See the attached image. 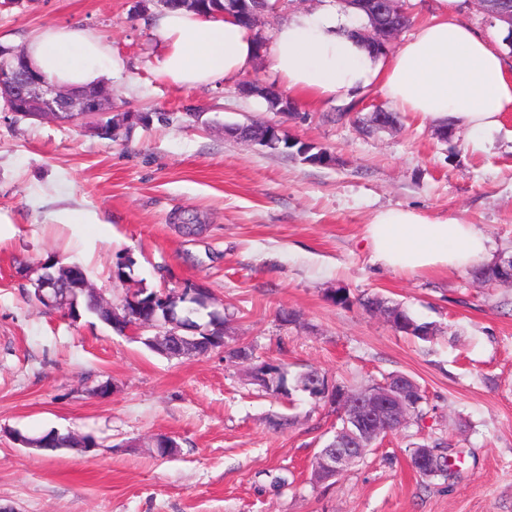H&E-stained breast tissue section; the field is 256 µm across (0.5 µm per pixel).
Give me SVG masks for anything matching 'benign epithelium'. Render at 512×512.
Masks as SVG:
<instances>
[{"label":"benign epithelium","instance_id":"1","mask_svg":"<svg viewBox=\"0 0 512 512\" xmlns=\"http://www.w3.org/2000/svg\"><path fill=\"white\" fill-rule=\"evenodd\" d=\"M350 6L367 14L372 27L359 31L367 48L388 51L392 41L403 29L398 18L405 15L400 0H344ZM484 13L512 27V0H477ZM25 59L23 50H0V97L9 109L21 116L28 114L39 119H56L67 114L70 119L80 117L88 124L87 130L97 135H110L118 128L112 124V92L92 88L82 92L66 90L53 85L46 77L29 66L16 68L15 60ZM224 133L239 136L263 147H276L282 139V128L266 122L259 132L254 126L231 127ZM325 395L337 408L343 419L335 430L331 443L316 455L313 476L317 481L331 480L357 465L379 440L400 431L410 422V409L419 403L418 383L402 374L357 391L327 390ZM432 459L428 445L414 448L412 465L426 470Z\"/></svg>","mask_w":512,"mask_h":512}]
</instances>
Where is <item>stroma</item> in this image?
<instances>
[{
	"instance_id": "stroma-1",
	"label": "stroma",
	"mask_w": 512,
	"mask_h": 512,
	"mask_svg": "<svg viewBox=\"0 0 512 512\" xmlns=\"http://www.w3.org/2000/svg\"><path fill=\"white\" fill-rule=\"evenodd\" d=\"M158 14L135 0L0 6L7 50L50 23L92 29L126 63L106 81L114 111L151 117L110 140L77 121L17 117L0 100V512H512V283L470 268L395 273L373 263L364 239L377 211L411 208L463 219L491 238V262L512 258V112L484 142L456 125L439 138L440 121L417 112L368 127L369 113L390 106L375 87L298 101L288 117L239 91L280 88L265 49L241 78L188 91L157 72ZM256 121L334 163L224 133ZM191 214L200 236L177 229ZM123 252L136 260L130 282L203 283L233 338L289 376L314 369L356 389L404 374L426 395L423 416L315 482L333 404L277 396L220 350L169 360L93 316L46 310L19 273L53 254L82 264L116 302ZM372 295L434 336L412 338L364 311L359 300ZM105 382L110 394L96 396ZM281 414L294 425L270 428ZM51 429L98 446L44 453L12 439ZM161 435L177 442L174 456L157 455ZM438 438L452 440L455 471L420 477L412 448Z\"/></svg>"
}]
</instances>
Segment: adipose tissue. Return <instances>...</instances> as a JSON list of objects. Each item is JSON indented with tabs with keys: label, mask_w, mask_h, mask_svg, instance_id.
Instances as JSON below:
<instances>
[{
	"label": "adipose tissue",
	"mask_w": 512,
	"mask_h": 512,
	"mask_svg": "<svg viewBox=\"0 0 512 512\" xmlns=\"http://www.w3.org/2000/svg\"><path fill=\"white\" fill-rule=\"evenodd\" d=\"M466 8V0H435L431 21L386 60L352 36L346 15L301 10L276 30L272 68L296 98L324 102L376 85L400 111L447 120L483 138L512 112V66L466 22ZM155 30L158 72L186 90L237 78L256 57L249 29L227 15L169 10ZM25 52L34 70L65 89L102 84L123 66L93 30L72 24L44 26ZM366 238L374 263L402 273L464 269L490 253L489 238L474 225L403 208L377 212Z\"/></svg>",
	"instance_id": "adipose-tissue-1"
}]
</instances>
